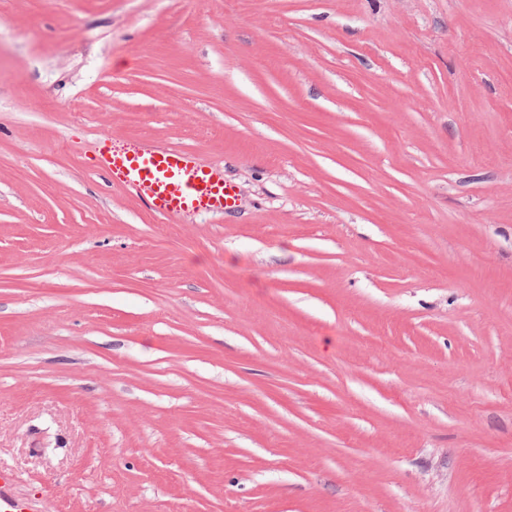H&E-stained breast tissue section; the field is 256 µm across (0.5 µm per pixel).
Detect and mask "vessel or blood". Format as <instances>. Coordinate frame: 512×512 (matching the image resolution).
I'll return each mask as SVG.
<instances>
[{
  "label": "vessel or blood",
  "mask_w": 512,
  "mask_h": 512,
  "mask_svg": "<svg viewBox=\"0 0 512 512\" xmlns=\"http://www.w3.org/2000/svg\"><path fill=\"white\" fill-rule=\"evenodd\" d=\"M103 167L132 189L151 212L173 218L190 212L234 209L237 193L217 165L198 163L176 147L138 144L110 149ZM13 476L0 469V512H38L35 502L11 494Z\"/></svg>",
  "instance_id": "1"
}]
</instances>
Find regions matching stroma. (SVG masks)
<instances>
[{
	"label": "stroma",
	"mask_w": 512,
	"mask_h": 512,
	"mask_svg": "<svg viewBox=\"0 0 512 512\" xmlns=\"http://www.w3.org/2000/svg\"><path fill=\"white\" fill-rule=\"evenodd\" d=\"M155 143L238 203L167 220ZM0 468L45 512H512V0H0ZM103 167L147 209L164 217L198 211L223 214L237 205L235 187L224 179L222 168L200 164L180 148L143 143L113 147Z\"/></svg>",
	"instance_id": "1"
}]
</instances>
